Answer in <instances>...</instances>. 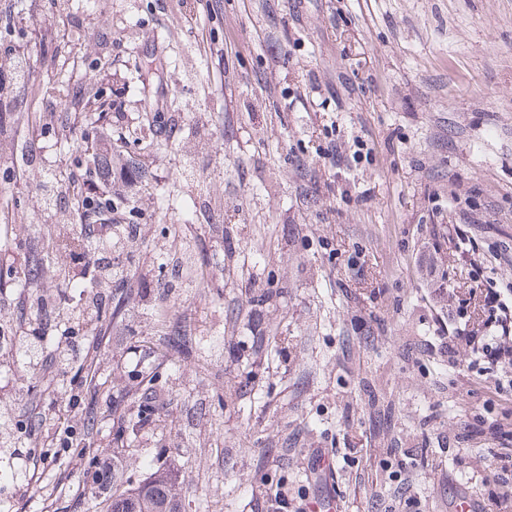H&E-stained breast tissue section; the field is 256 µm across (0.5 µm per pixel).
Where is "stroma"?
Here are the masks:
<instances>
[{
    "label": "stroma",
    "mask_w": 512,
    "mask_h": 512,
    "mask_svg": "<svg viewBox=\"0 0 512 512\" xmlns=\"http://www.w3.org/2000/svg\"><path fill=\"white\" fill-rule=\"evenodd\" d=\"M0 0L8 18L65 9L69 43L27 50L28 85L0 136H20L32 82L74 56L112 108L94 133L106 163L136 171L117 133L163 120L150 166L165 220L196 244L208 288L165 294L171 236L121 182L141 233L133 286L109 335H85L67 373L48 370L64 328L31 289L0 290V512H106L169 468L183 512H477L512 491L492 470L512 415L505 369L446 336L483 333L482 290L512 283V0ZM335 157H328V147ZM21 183L31 221L42 173L65 147L38 140ZM221 205L183 225L184 163ZM466 230L470 248L460 247ZM163 307L206 365L152 330ZM94 363L97 387L85 384ZM153 412L132 424L144 402ZM82 436L85 448L64 445ZM116 479H108V472Z\"/></svg>",
    "instance_id": "obj_1"
}]
</instances>
